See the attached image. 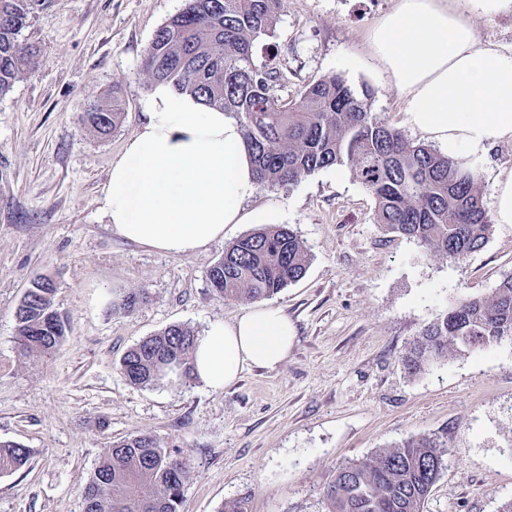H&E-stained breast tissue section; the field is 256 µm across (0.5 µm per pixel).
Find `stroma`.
Wrapping results in <instances>:
<instances>
[{
	"label": "stroma",
	"mask_w": 512,
	"mask_h": 512,
	"mask_svg": "<svg viewBox=\"0 0 512 512\" xmlns=\"http://www.w3.org/2000/svg\"><path fill=\"white\" fill-rule=\"evenodd\" d=\"M185 0H39L24 31L32 74L0 96V442L28 448L0 475V512H83L104 448L152 435L179 450L190 475L179 512H220L249 495L251 512H329L337 469L383 448L447 434L448 461L421 512H499L512 499V341L449 355L416 376L401 358L461 299L512 276V225L460 263L378 224L371 193L346 166L292 187L258 188L253 224H232L205 251L171 256L114 234L98 203L113 158L144 120L152 91L142 62L155 31ZM396 0H285L256 63L275 55L295 99L338 74L370 89L371 110L410 142L404 104L367 49ZM120 86L124 114L101 138L83 118ZM294 229L305 277L269 298L296 336L277 368L245 369L221 391L194 381L138 387L120 363L172 324L203 334L248 311L208 281L225 246L264 226ZM50 276L70 321L51 356L23 355L14 312L33 279ZM143 295L132 312L113 302Z\"/></svg>",
	"instance_id": "1"
}]
</instances>
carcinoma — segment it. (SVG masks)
<instances>
[{
  "label": "carcinoma",
  "instance_id": "cac0c4a2",
  "mask_svg": "<svg viewBox=\"0 0 512 512\" xmlns=\"http://www.w3.org/2000/svg\"><path fill=\"white\" fill-rule=\"evenodd\" d=\"M36 0H0V95L33 70L36 50L22 40ZM284 0H185L155 33L142 63L150 84L167 82L180 93L228 112L240 122L252 151L258 185L292 186L317 170L348 166L372 193L377 222L431 253L460 262L492 234L480 171L428 145L414 144L371 112V91L357 93L336 74L306 86L298 100L273 96L279 68L257 66L253 44L273 33ZM122 99L86 113L101 136L119 123ZM309 257L294 230H255L224 248L208 271L214 293L226 300L259 301L301 280ZM48 277L32 281L15 312L18 344L48 356L66 339L68 319L54 303ZM197 336L170 325L130 348L121 369L135 386L166 379L185 386ZM512 339V276L491 292L461 300L430 323L402 363L418 375L451 351ZM30 452L0 443V474L25 467ZM448 440L437 434L397 443L367 461L339 467L327 491L331 512H420L446 467ZM189 467L179 453L137 434L104 450L83 494L84 512H178Z\"/></svg>",
  "mask_w": 512,
  "mask_h": 512
}]
</instances>
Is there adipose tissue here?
<instances>
[{
	"label": "adipose tissue",
	"mask_w": 512,
	"mask_h": 512,
	"mask_svg": "<svg viewBox=\"0 0 512 512\" xmlns=\"http://www.w3.org/2000/svg\"><path fill=\"white\" fill-rule=\"evenodd\" d=\"M510 8L512 0H397L368 34L371 56L404 100L407 125L448 157L482 156L512 141V50L480 46L468 19ZM257 188L236 119L159 83L112 161L100 204L117 236L183 256L249 221ZM294 337L280 308L256 305L198 336L194 374L222 390L244 367H278Z\"/></svg>",
	"instance_id": "adipose-tissue-1"
}]
</instances>
